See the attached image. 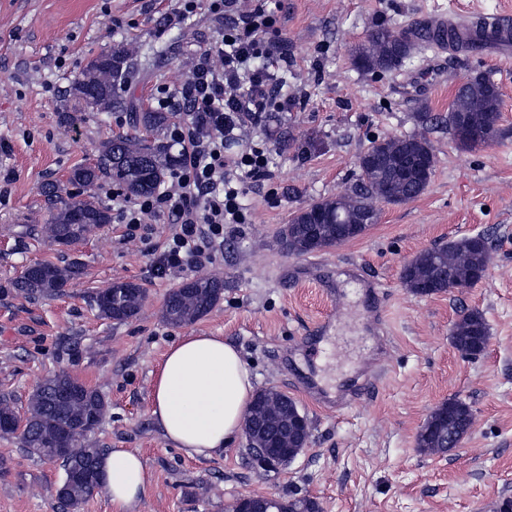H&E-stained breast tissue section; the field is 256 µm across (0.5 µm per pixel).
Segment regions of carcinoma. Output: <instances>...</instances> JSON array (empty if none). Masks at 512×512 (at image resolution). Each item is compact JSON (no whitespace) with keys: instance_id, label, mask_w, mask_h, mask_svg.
Masks as SVG:
<instances>
[{"instance_id":"carcinoma-1","label":"carcinoma","mask_w":512,"mask_h":512,"mask_svg":"<svg viewBox=\"0 0 512 512\" xmlns=\"http://www.w3.org/2000/svg\"><path fill=\"white\" fill-rule=\"evenodd\" d=\"M412 39L402 42L399 52L390 51L398 32L386 26L374 27L367 39L352 51V63L362 72H394L417 48L421 34L411 31ZM426 37L439 45L463 47L471 52L482 49L485 40L483 28L477 24L466 32L454 28L429 31ZM133 51L125 45H116L88 62L71 92L98 112L112 111L122 89L130 77ZM500 112V90L488 75L469 77L457 89L448 109V127L464 150L487 146L497 133ZM171 113L148 110L136 116L144 131L141 136L116 134L101 141L93 165L80 167L71 173L69 181L83 188L93 185L103 176L118 183L133 196L156 191L177 163L172 144L165 132ZM360 170L359 185L352 193L328 197L312 203L313 210L297 211L285 225L288 234V252L304 255L315 250L333 247L356 239L353 225L348 223L357 210L377 213V203L398 199L405 203L420 196L427 188L430 176L425 170L435 167V154L426 137L418 134L383 138L372 142L357 160ZM343 223H336V219ZM112 223V213L94 197L63 204L45 225L48 238L62 245L85 238L103 224ZM491 263V253L485 236L461 237L448 244L417 253L404 265L401 280L415 295H430L448 290V283L469 288L479 282ZM80 274L79 263L66 266L39 263L31 274H22L13 284V290L30 300L62 294ZM223 285L208 277L186 280L167 296L163 319L172 326L191 324L204 316L218 301ZM144 300L143 289L132 282L116 281L104 295L94 297V306L100 318L115 323L136 317ZM451 342L456 350L474 356L482 353L488 343L489 328L478 310L463 313L455 322ZM68 391L69 397L59 393ZM276 412L278 422L288 419L293 399L280 392L265 394ZM106 412L102 394L72 375L54 373L35 388L28 399L24 417L25 428L18 433L22 448L40 460L52 461L55 449L67 445L73 448L60 464L62 471L86 470L100 467L104 449L90 440L89 430L101 425ZM19 418L11 399L0 397V425L4 434L15 431L8 425ZM474 425L472 410L464 401L450 399L443 402L430 426L418 431L417 446L424 453L437 449L457 447ZM59 504L63 512H80L85 500L95 492L88 481L60 484ZM269 512H314L305 501L291 503L280 498L272 503Z\"/></svg>"}]
</instances>
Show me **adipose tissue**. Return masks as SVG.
Wrapping results in <instances>:
<instances>
[{
	"label": "adipose tissue",
	"mask_w": 512,
	"mask_h": 512,
	"mask_svg": "<svg viewBox=\"0 0 512 512\" xmlns=\"http://www.w3.org/2000/svg\"><path fill=\"white\" fill-rule=\"evenodd\" d=\"M254 385L238 349L223 337L192 334L171 344L151 387L150 415L163 438L189 456L210 458L243 428ZM105 491L124 512L144 495L150 472L136 450L104 453Z\"/></svg>",
	"instance_id": "1"
}]
</instances>
